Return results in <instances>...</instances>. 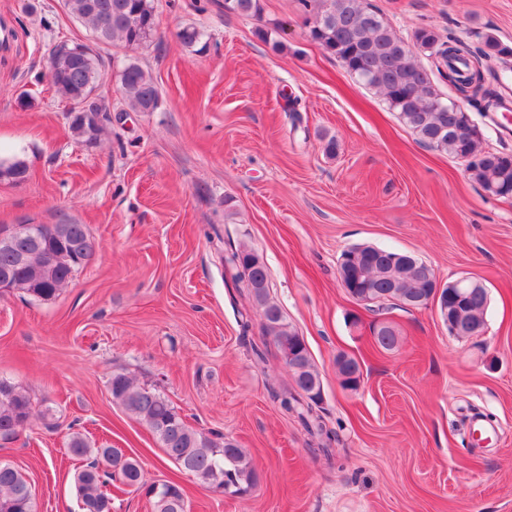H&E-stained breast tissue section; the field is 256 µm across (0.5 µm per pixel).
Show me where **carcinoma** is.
I'll use <instances>...</instances> for the list:
<instances>
[{"mask_svg":"<svg viewBox=\"0 0 512 512\" xmlns=\"http://www.w3.org/2000/svg\"><path fill=\"white\" fill-rule=\"evenodd\" d=\"M314 17L310 38L349 73L377 89L400 120L429 148L461 160L472 158L466 166L468 176L493 197L512 198V154L489 151L481 146V134L468 112L444 99L434 88L417 54L432 59L441 78L465 96L479 112H493L503 94L487 83L479 60L489 59L512 69V47L491 34L482 45L471 48L463 40L443 37L431 28H419L409 43L384 22L364 0H298ZM68 14L88 28L96 45L122 44L131 48L146 46L157 31L155 0H64ZM260 0H224V11L258 16ZM203 33L195 26L179 30L180 42L193 47ZM60 75L51 81L65 100L82 97L96 88L101 79V59L88 45L67 42L51 51ZM122 99L132 112H155L160 95L151 73L139 62H127L119 72ZM109 117L91 125L77 116L69 117L75 137L91 143L100 139ZM10 244L0 246V271H13L15 289L39 301L58 297L75 272L88 264L96 245L84 224H34L27 233L11 231ZM20 252L62 253L51 275L36 279L29 267L15 266ZM224 280L248 298L260 316L263 337H269L279 354L290 351L301 369V385L270 388L281 410L293 417L308 436L313 452L333 463L336 432L319 414L322 377L312 361L304 338L288 323L281 307L270 297L266 265L246 243L229 246L221 256ZM433 271L419 261L404 262L403 253L391 248L372 247L370 251L341 252L337 261L339 278L351 293H371L384 301L402 305L429 295ZM489 298L481 288L464 300H448V317L466 328L486 325ZM375 344L386 351L399 342L395 328L385 322L373 327ZM338 372L347 377L345 387L358 388L362 377L358 361L344 353L336 356ZM112 403L145 424L156 436L168 459L192 475L203 487L218 493L246 496L259 476L248 452L222 435L207 434L191 427L178 408L156 389L140 385L124 372H114L108 380ZM35 416L29 394L17 384L0 380V437L12 438L24 431ZM72 456L84 461L75 475V487L82 512H109L112 489L150 493L139 460L123 448L96 445L80 434L69 437ZM166 490L150 497L153 512H189L185 489L173 480ZM0 512H36L31 487L26 477L9 463H0Z\"/></svg>","mask_w":512,"mask_h":512,"instance_id":"1","label":"carcinoma"}]
</instances>
